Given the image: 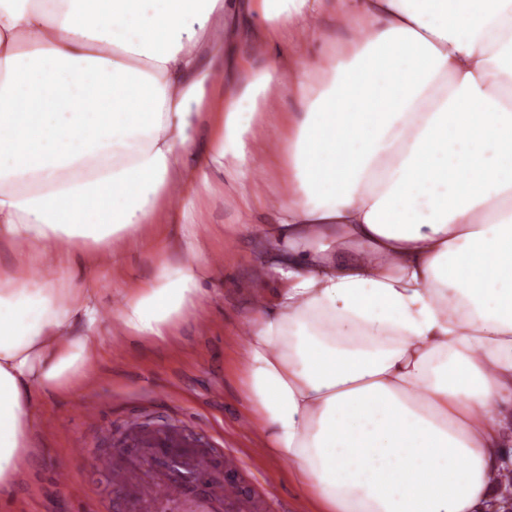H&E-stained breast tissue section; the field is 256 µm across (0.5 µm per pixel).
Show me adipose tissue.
I'll return each mask as SVG.
<instances>
[{
  "label": "adipose tissue",
  "mask_w": 512,
  "mask_h": 512,
  "mask_svg": "<svg viewBox=\"0 0 512 512\" xmlns=\"http://www.w3.org/2000/svg\"><path fill=\"white\" fill-rule=\"evenodd\" d=\"M327 4L0 0V504L98 325L165 343L199 316L203 206L230 189L260 240L243 395L314 512L488 508L512 447V0ZM157 225L105 316L96 269Z\"/></svg>",
  "instance_id": "obj_1"
}]
</instances>
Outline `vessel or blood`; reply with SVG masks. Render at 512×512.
Masks as SVG:
<instances>
[{"label": "vessel or blood", "instance_id": "vessel-or-blood-1", "mask_svg": "<svg viewBox=\"0 0 512 512\" xmlns=\"http://www.w3.org/2000/svg\"><path fill=\"white\" fill-rule=\"evenodd\" d=\"M125 427L141 435L145 452L130 461L129 478L146 488V512H232L239 499L234 483L227 482L199 492L197 482L216 465V458L200 449L196 439L158 432L142 436L138 417H129Z\"/></svg>", "mask_w": 512, "mask_h": 512}]
</instances>
